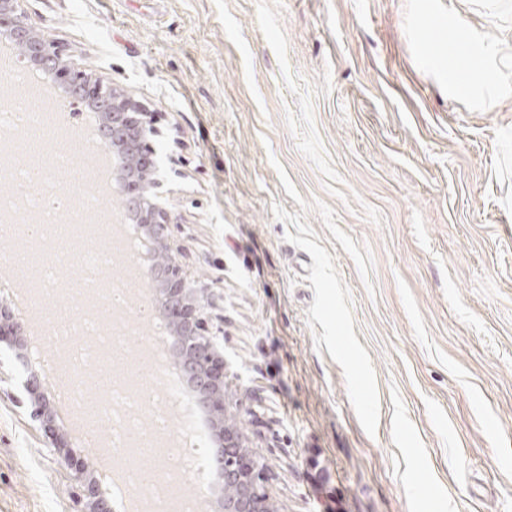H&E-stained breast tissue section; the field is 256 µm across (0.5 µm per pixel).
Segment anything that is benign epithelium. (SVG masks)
Listing matches in <instances>:
<instances>
[{"mask_svg":"<svg viewBox=\"0 0 512 512\" xmlns=\"http://www.w3.org/2000/svg\"><path fill=\"white\" fill-rule=\"evenodd\" d=\"M0 32L9 34L15 44L24 47L28 62L57 76L67 95L91 103L101 94V82L92 83L83 75L72 73L60 46L25 22L20 0H0ZM101 110L100 138L120 159L136 162L132 170L124 171L118 179L124 212L161 246L158 255L163 260L153 263L150 287L161 294L162 318L176 335L171 348L172 361L200 408L219 428L210 457L200 468V476L207 479L214 473L220 474L223 485L219 512H272L265 489L264 466L245 448L240 428L231 422L224 408V355L219 351L216 336L208 334V321L201 304L203 293L192 287L170 246L171 216L158 204L155 193L160 186L159 163L144 150L148 136L156 134L151 115L140 103L116 92ZM24 333L23 322L1 306L0 345H7L21 365L27 367ZM40 384L41 376L31 371L24 388L31 418L49 431L52 416L39 393ZM72 481L80 506L78 512H112L86 469L75 472Z\"/></svg>","mask_w":512,"mask_h":512,"instance_id":"1","label":"benign epithelium"}]
</instances>
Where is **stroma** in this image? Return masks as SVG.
Listing matches in <instances>:
<instances>
[{"label": "stroma", "instance_id": "obj_1", "mask_svg": "<svg viewBox=\"0 0 512 512\" xmlns=\"http://www.w3.org/2000/svg\"><path fill=\"white\" fill-rule=\"evenodd\" d=\"M156 117L274 512H512V0H23ZM491 80L448 91L455 18ZM0 354V512H76Z\"/></svg>", "mask_w": 512, "mask_h": 512}]
</instances>
